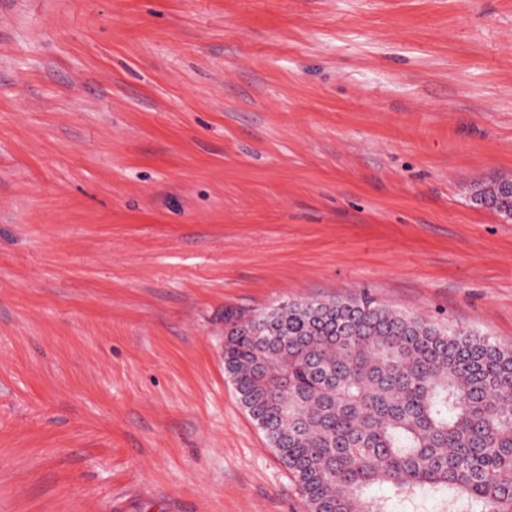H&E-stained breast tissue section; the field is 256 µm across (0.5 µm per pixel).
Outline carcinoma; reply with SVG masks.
Here are the masks:
<instances>
[{
  "label": "carcinoma",
  "instance_id": "carcinoma-1",
  "mask_svg": "<svg viewBox=\"0 0 512 512\" xmlns=\"http://www.w3.org/2000/svg\"><path fill=\"white\" fill-rule=\"evenodd\" d=\"M226 323L224 368L307 512H512V348L364 290Z\"/></svg>",
  "mask_w": 512,
  "mask_h": 512
}]
</instances>
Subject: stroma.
Returning a JSON list of instances; mask_svg holds the SVG:
<instances>
[{
  "mask_svg": "<svg viewBox=\"0 0 512 512\" xmlns=\"http://www.w3.org/2000/svg\"><path fill=\"white\" fill-rule=\"evenodd\" d=\"M512 0H0V512H307L226 313L512 348ZM499 187H508L512 190V180L499 182ZM495 185L481 188L477 196L484 204L498 212L507 213L512 211V195L506 190H502Z\"/></svg>",
  "mask_w": 512,
  "mask_h": 512,
  "instance_id": "1",
  "label": "stroma"
}]
</instances>
